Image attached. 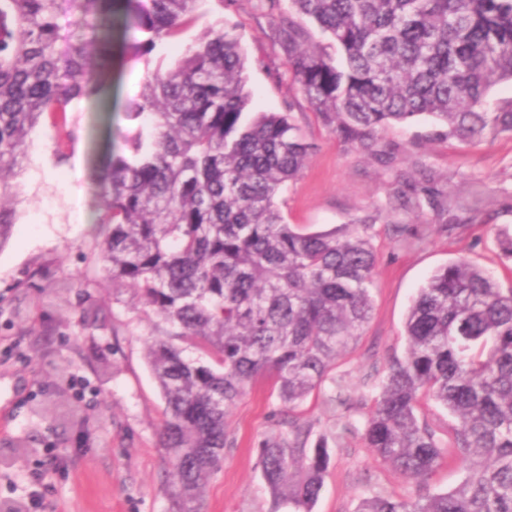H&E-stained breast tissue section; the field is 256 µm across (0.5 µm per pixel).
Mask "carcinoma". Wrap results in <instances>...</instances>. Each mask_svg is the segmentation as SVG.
Here are the masks:
<instances>
[{"instance_id":"obj_1","label":"carcinoma","mask_w":512,"mask_h":512,"mask_svg":"<svg viewBox=\"0 0 512 512\" xmlns=\"http://www.w3.org/2000/svg\"><path fill=\"white\" fill-rule=\"evenodd\" d=\"M0 0V248L15 224L9 197L41 116L65 120L74 101L102 93L114 21L140 37L126 56L151 63L158 45L195 19L198 0ZM293 89L353 148L381 154L379 134L427 115L448 138L512 135V0H256ZM336 53L313 42L308 24ZM89 27L98 40L71 33ZM247 52L234 27H210L169 68L147 69L125 116L124 150L100 162L105 227L100 260L112 288L154 317L146 359L164 408L162 447L175 479L172 512H203L204 488L227 445V418L247 388L268 379L293 411L362 336L376 255L359 225L307 232L284 222L277 199L306 166L311 144L287 112L245 119ZM452 234L482 224L478 203L424 190ZM407 349L393 358L361 425L365 447L405 478L441 462L466 465L450 492L413 501L374 495L357 512H512V288L458 259L413 298ZM433 400L454 418L447 439L420 419ZM274 503L312 512L327 447L307 454L284 438L258 448Z\"/></svg>"}]
</instances>
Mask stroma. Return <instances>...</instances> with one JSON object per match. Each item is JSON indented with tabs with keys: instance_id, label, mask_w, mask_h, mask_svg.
Returning <instances> with one entry per match:
<instances>
[{
	"instance_id": "35a3bbf8",
	"label": "stroma",
	"mask_w": 512,
	"mask_h": 512,
	"mask_svg": "<svg viewBox=\"0 0 512 512\" xmlns=\"http://www.w3.org/2000/svg\"><path fill=\"white\" fill-rule=\"evenodd\" d=\"M220 20L243 37L250 112L292 113L313 146L278 199L286 222L311 231L366 225L376 267L372 318L328 381L291 412L261 379L231 409L205 512H291L275 506L258 448L270 437L291 438L295 423L307 431L305 450L322 440L330 453L313 512H355L377 493L412 500L452 490L464 477L461 465L444 463L424 480H407L376 462L359 433L340 441L336 431L363 419L389 361L404 355L409 305L433 271L463 257L493 272L501 288L512 287V260L497 239L512 233V136L463 143L423 117L389 128L385 155L367 157L290 89L283 55L253 0H203L194 22L155 59L173 65ZM121 42L114 29L108 98L78 100L67 113L66 152L57 150L52 117L42 116L14 179L17 222L0 248V512H171V470L159 435L163 401L146 362L150 327L129 308V292H113L94 225L96 156L105 145L121 147L130 128L124 105L145 77L144 63L125 59ZM430 179L460 199L481 200L485 222L453 235L434 232L420 248L400 245L395 226L411 234L435 221L428 205L402 203L420 197ZM338 379L355 399L353 409L330 403ZM62 406L76 408L77 417H60Z\"/></svg>"
}]
</instances>
